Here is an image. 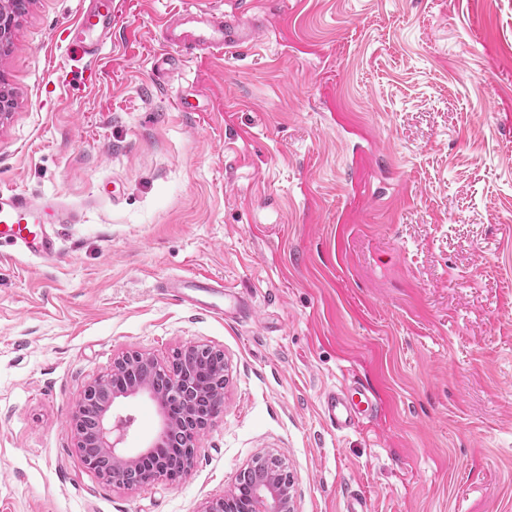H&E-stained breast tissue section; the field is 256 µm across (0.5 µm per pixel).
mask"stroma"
<instances>
[{
  "instance_id": "obj_1",
  "label": "stroma",
  "mask_w": 512,
  "mask_h": 512,
  "mask_svg": "<svg viewBox=\"0 0 512 512\" xmlns=\"http://www.w3.org/2000/svg\"><path fill=\"white\" fill-rule=\"evenodd\" d=\"M183 0H30L0 48V187L57 199L50 263L0 248V512H201L260 456L295 512H512V0H204L260 27L172 48ZM223 279L201 314L160 287ZM224 354L182 478L83 463L72 416L127 353ZM373 392L339 432L322 395ZM144 448L150 400L117 407ZM85 1L81 2L78 27L89 38L96 37L97 41L88 48L90 53H96L112 28V0H91L89 5Z\"/></svg>"
}]
</instances>
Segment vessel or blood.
<instances>
[{
  "label": "vessel or blood",
  "mask_w": 512,
  "mask_h": 512,
  "mask_svg": "<svg viewBox=\"0 0 512 512\" xmlns=\"http://www.w3.org/2000/svg\"><path fill=\"white\" fill-rule=\"evenodd\" d=\"M78 26L85 35L104 41L112 28V0H92L82 5ZM170 46L190 41L195 45L224 50L255 40V27H244L233 20L216 16L201 0H186L180 16L167 26ZM47 200L13 190H0V246L9 245L23 254L44 261L59 255L55 233L44 225ZM164 290L177 300L210 314L224 313V282L212 277H173ZM323 413L339 431L353 428L362 416L373 410L369 392L362 386H344L325 392Z\"/></svg>",
  "instance_id": "b4317fda"
}]
</instances>
